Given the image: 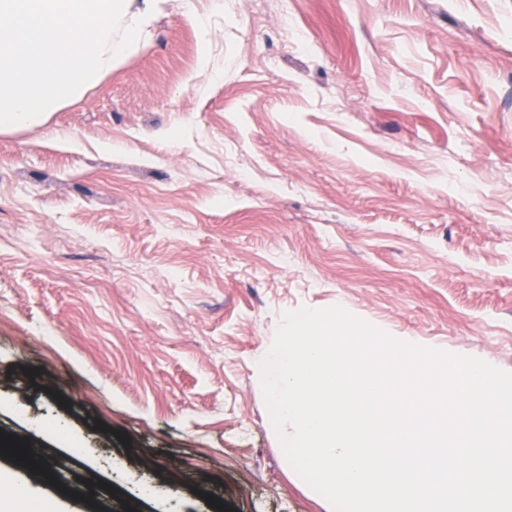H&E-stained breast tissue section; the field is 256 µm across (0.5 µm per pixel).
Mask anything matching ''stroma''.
Here are the masks:
<instances>
[{
  "label": "stroma",
  "instance_id": "stroma-1",
  "mask_svg": "<svg viewBox=\"0 0 512 512\" xmlns=\"http://www.w3.org/2000/svg\"><path fill=\"white\" fill-rule=\"evenodd\" d=\"M333 305L512 372V0H169L0 134V429L69 512H328L255 367Z\"/></svg>",
  "mask_w": 512,
  "mask_h": 512
}]
</instances>
